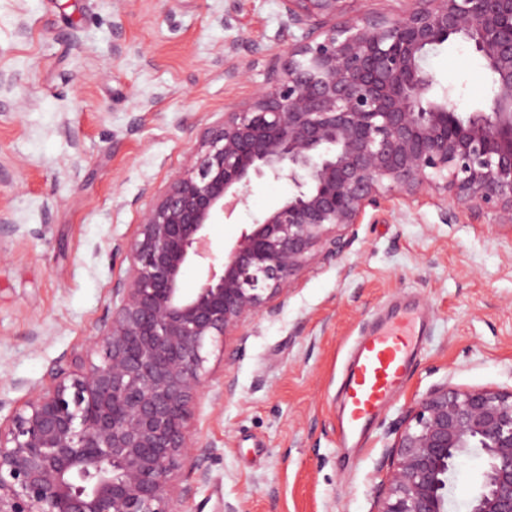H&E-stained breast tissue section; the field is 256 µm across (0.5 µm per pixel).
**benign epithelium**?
<instances>
[{"label": "benign epithelium", "mask_w": 512, "mask_h": 512, "mask_svg": "<svg viewBox=\"0 0 512 512\" xmlns=\"http://www.w3.org/2000/svg\"><path fill=\"white\" fill-rule=\"evenodd\" d=\"M283 0L301 35L250 99L208 126L189 158L115 250L129 261L112 317L91 350L0 419V512H178L208 479L210 445L193 430L207 343L252 317L278 316L295 278L351 247L366 208L434 191L479 220L512 226V0ZM473 45L493 74L490 104L458 111L435 92L424 54ZM288 197L215 253L209 226L247 204L252 178ZM205 273L194 288L183 271ZM387 445L374 512H445L448 472L470 449L487 457L470 512H512V389L444 383L413 400Z\"/></svg>", "instance_id": "obj_1"}]
</instances>
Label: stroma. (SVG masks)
Instances as JSON below:
<instances>
[{
    "mask_svg": "<svg viewBox=\"0 0 512 512\" xmlns=\"http://www.w3.org/2000/svg\"><path fill=\"white\" fill-rule=\"evenodd\" d=\"M282 0H0V403L20 404L61 358H90L112 286L156 193L184 170L206 127L252 97L288 35ZM235 43L233 55L224 46ZM460 111L494 81L473 46L430 53ZM242 69L239 77L232 68ZM291 187L252 179L246 205L210 226L235 239ZM443 223L432 195L367 209L351 248L293 285L281 313L244 324L235 357L210 347L194 427L210 478L182 512H373L386 434L414 398L448 382L512 387V227ZM427 322L407 384L362 437L342 443L339 388L370 325L405 305ZM237 389L224 396L225 376ZM486 467L449 474L447 512H469Z\"/></svg>",
    "mask_w": 512,
    "mask_h": 512,
    "instance_id": "obj_1",
    "label": "stroma"
}]
</instances>
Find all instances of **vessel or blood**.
<instances>
[{
  "label": "vessel or blood",
  "instance_id": "vessel-or-blood-1",
  "mask_svg": "<svg viewBox=\"0 0 512 512\" xmlns=\"http://www.w3.org/2000/svg\"><path fill=\"white\" fill-rule=\"evenodd\" d=\"M420 318L414 308L396 311L357 341L343 387L342 436L361 432L405 383L416 359Z\"/></svg>",
  "mask_w": 512,
  "mask_h": 512
}]
</instances>
